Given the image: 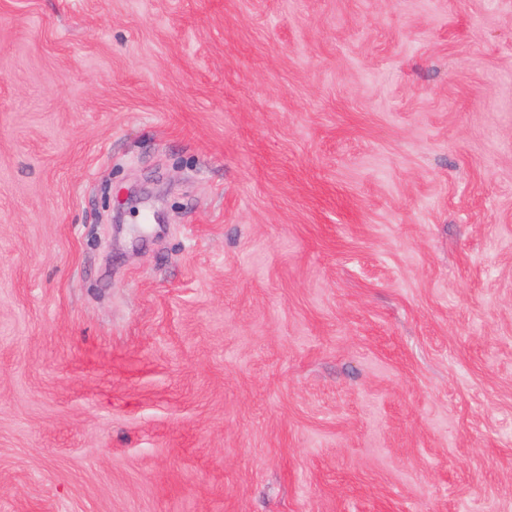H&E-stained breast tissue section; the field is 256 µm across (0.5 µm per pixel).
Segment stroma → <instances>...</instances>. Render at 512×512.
Wrapping results in <instances>:
<instances>
[{
    "mask_svg": "<svg viewBox=\"0 0 512 512\" xmlns=\"http://www.w3.org/2000/svg\"><path fill=\"white\" fill-rule=\"evenodd\" d=\"M0 512H512V0H0Z\"/></svg>",
    "mask_w": 512,
    "mask_h": 512,
    "instance_id": "35a3bbf8",
    "label": "stroma"
}]
</instances>
